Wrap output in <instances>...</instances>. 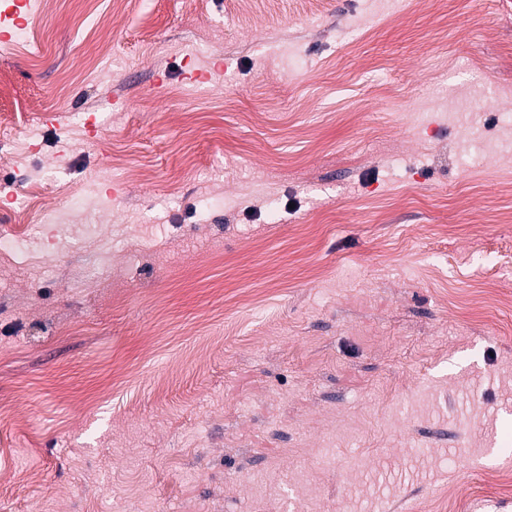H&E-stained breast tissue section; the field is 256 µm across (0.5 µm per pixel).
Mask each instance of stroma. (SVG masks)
<instances>
[{
	"label": "stroma",
	"instance_id": "stroma-1",
	"mask_svg": "<svg viewBox=\"0 0 512 512\" xmlns=\"http://www.w3.org/2000/svg\"><path fill=\"white\" fill-rule=\"evenodd\" d=\"M314 3L0 41V512H512V0Z\"/></svg>",
	"mask_w": 512,
	"mask_h": 512
}]
</instances>
